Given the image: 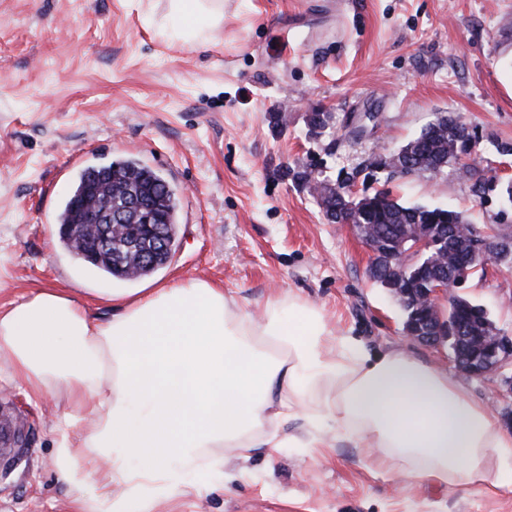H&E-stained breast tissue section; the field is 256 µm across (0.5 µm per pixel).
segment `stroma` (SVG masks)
Returning <instances> with one entry per match:
<instances>
[{
	"mask_svg": "<svg viewBox=\"0 0 512 512\" xmlns=\"http://www.w3.org/2000/svg\"><path fill=\"white\" fill-rule=\"evenodd\" d=\"M169 0H0V304L62 288L92 316L109 294L199 279L245 310L292 293L337 335L398 349L462 381L501 418V375L462 377L448 344L405 337L392 293L349 227L328 223L300 177L512 225V0H224L205 42L161 27ZM474 138L480 192L462 171L389 177L381 161L438 115ZM133 157L179 203L171 261L132 282L100 276L64 247L56 216L80 170ZM460 295L512 335V267L488 264ZM0 410L32 428L23 462L0 477V512H72L58 477L53 402L0 389ZM218 480L155 512H512L501 486L400 476L365 445L259 448Z\"/></svg>",
	"mask_w": 512,
	"mask_h": 512,
	"instance_id": "35a3bbf8",
	"label": "stroma"
}]
</instances>
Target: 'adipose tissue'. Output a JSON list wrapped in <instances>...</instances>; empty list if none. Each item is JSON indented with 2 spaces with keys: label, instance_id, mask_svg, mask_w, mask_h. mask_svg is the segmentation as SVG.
Returning a JSON list of instances; mask_svg holds the SVG:
<instances>
[{
  "label": "adipose tissue",
  "instance_id": "ef3b65f1",
  "mask_svg": "<svg viewBox=\"0 0 512 512\" xmlns=\"http://www.w3.org/2000/svg\"><path fill=\"white\" fill-rule=\"evenodd\" d=\"M223 0H169L179 38L199 42ZM92 317L59 288L0 307V373L29 402L66 406L56 465L76 512H144L224 474L255 448L365 442L390 469L444 484L512 470V434L447 373L401 351L373 354L323 312L284 295L263 317L195 279L112 298ZM302 434L288 435V421Z\"/></svg>",
  "mask_w": 512,
  "mask_h": 512
}]
</instances>
